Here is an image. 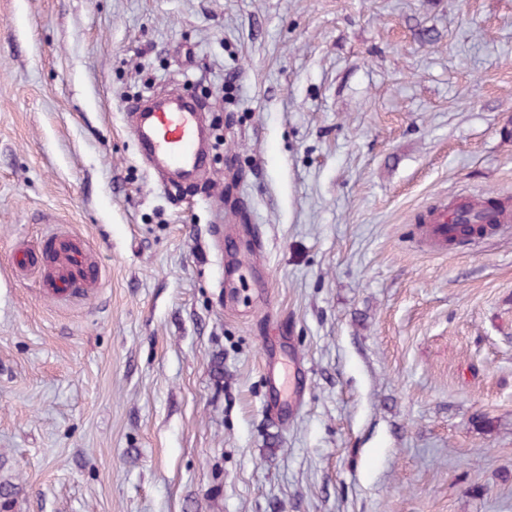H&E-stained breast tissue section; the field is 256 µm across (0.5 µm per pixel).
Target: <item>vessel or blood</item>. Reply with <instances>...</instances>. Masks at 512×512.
<instances>
[{"label": "vessel or blood", "instance_id": "1", "mask_svg": "<svg viewBox=\"0 0 512 512\" xmlns=\"http://www.w3.org/2000/svg\"><path fill=\"white\" fill-rule=\"evenodd\" d=\"M131 132L141 156L154 170L186 181L208 175L202 114L181 94L173 91L149 106H136ZM420 220L422 241L444 245L463 239L474 245L480 236L473 234V227L484 226L486 234H493L501 225L512 222V209L463 197L452 207L428 209ZM12 264L19 274L40 271V288L57 298L88 296L98 288L102 276L99 258L80 237L66 230L16 247Z\"/></svg>", "mask_w": 512, "mask_h": 512}]
</instances>
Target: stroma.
Returning <instances> with one entry per match:
<instances>
[{"mask_svg": "<svg viewBox=\"0 0 512 512\" xmlns=\"http://www.w3.org/2000/svg\"><path fill=\"white\" fill-rule=\"evenodd\" d=\"M199 97L161 186L125 111ZM512 0H0V512H512ZM54 224L93 296L11 268ZM512 212L507 205L489 206L473 202L469 197L454 201L448 211L446 206L432 207L420 215L421 239L431 244L448 245V240H462L476 245L484 237L493 234L503 224H510ZM484 225L482 234L466 236L469 227Z\"/></svg>", "mask_w": 512, "mask_h": 512, "instance_id": "obj_1", "label": "stroma"}]
</instances>
